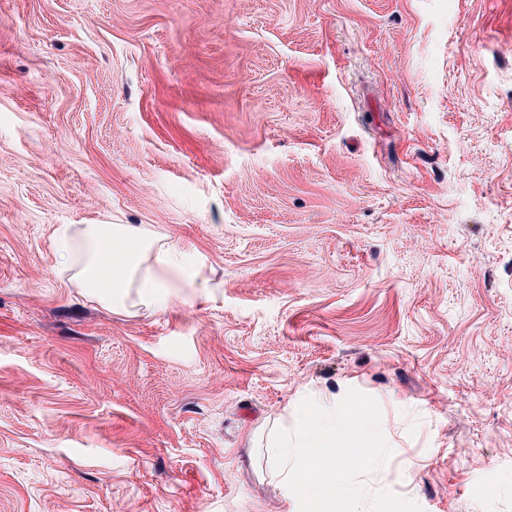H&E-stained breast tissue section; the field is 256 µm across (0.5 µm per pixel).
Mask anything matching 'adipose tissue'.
Masks as SVG:
<instances>
[{
  "label": "adipose tissue",
  "mask_w": 512,
  "mask_h": 512,
  "mask_svg": "<svg viewBox=\"0 0 512 512\" xmlns=\"http://www.w3.org/2000/svg\"><path fill=\"white\" fill-rule=\"evenodd\" d=\"M57 237L62 263L74 269L79 287L110 309L125 307L132 289L141 305H156L157 290L184 274L178 247L155 245L135 224H65Z\"/></svg>",
  "instance_id": "ef3b65f1"
}]
</instances>
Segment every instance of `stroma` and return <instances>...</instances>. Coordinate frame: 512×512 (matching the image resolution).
Returning a JSON list of instances; mask_svg holds the SVG:
<instances>
[{"label": "stroma", "mask_w": 512, "mask_h": 512, "mask_svg": "<svg viewBox=\"0 0 512 512\" xmlns=\"http://www.w3.org/2000/svg\"><path fill=\"white\" fill-rule=\"evenodd\" d=\"M61 224L195 277L111 311ZM351 389L512 512V0H0V512H289L252 432Z\"/></svg>", "instance_id": "obj_1"}]
</instances>
